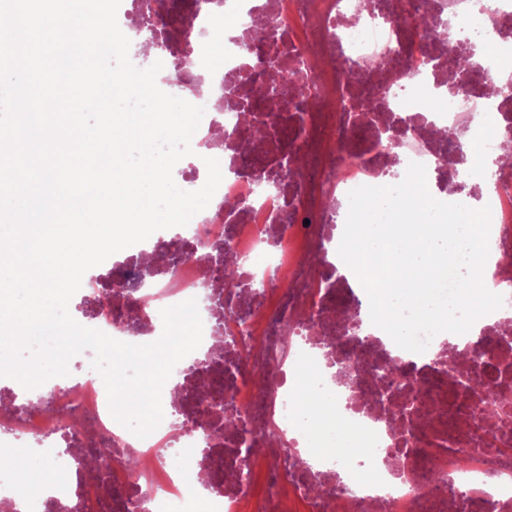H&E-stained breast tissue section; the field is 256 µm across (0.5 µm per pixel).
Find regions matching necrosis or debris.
Here are the masks:
<instances>
[{
	"instance_id": "4bbe7bcc",
	"label": "necrosis or debris",
	"mask_w": 512,
	"mask_h": 512,
	"mask_svg": "<svg viewBox=\"0 0 512 512\" xmlns=\"http://www.w3.org/2000/svg\"><path fill=\"white\" fill-rule=\"evenodd\" d=\"M430 4L439 26L414 30L411 4ZM160 29L158 46L131 54L140 69L161 63L158 83L206 107L193 135L197 154L217 159L222 181L198 221L182 226L178 261L143 273L140 294L113 285L92 301L90 328L145 344L163 332L161 311L197 302L204 357L188 354L170 380L164 419L147 437L112 416L93 369L47 394L18 395L0 414V443L23 439L63 470L52 497L65 512H176L188 494L207 512H512V179L495 182L488 249L495 261L485 286L504 299L482 318V342L458 349L433 338L424 353L398 347L372 325L358 278L332 257L342 238L351 190L400 183L409 163L448 178L436 200L455 202L469 184L473 156L512 144V0H121L117 17L138 31L137 15ZM265 19L274 40L257 39ZM224 63L214 66L215 36ZM485 46L500 66L489 75L448 76V52L461 40ZM276 58L278 70L262 62ZM373 59V111H364L359 74ZM275 81L276 95L242 116L253 90ZM262 128L260 151L245 159L246 123ZM467 126L468 148L438 144L424 127ZM240 320L239 344L225 348L220 318ZM307 362L305 389L322 397L338 424L370 436L364 458L335 455L311 465L300 426L313 420L295 390L293 370ZM487 374L505 401L469 383ZM113 459L86 467L95 447ZM140 458L131 472L126 461ZM378 478L354 483L353 467ZM263 482L262 494L252 491Z\"/></svg>"
}]
</instances>
